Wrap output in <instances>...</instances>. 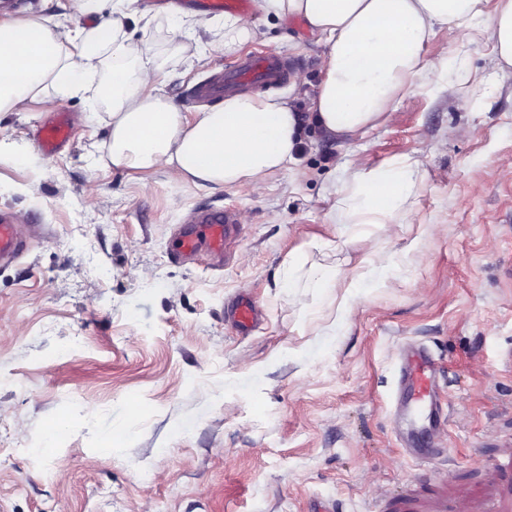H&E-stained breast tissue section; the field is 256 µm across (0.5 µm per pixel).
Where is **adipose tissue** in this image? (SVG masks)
Wrapping results in <instances>:
<instances>
[{"instance_id":"adipose-tissue-1","label":"adipose tissue","mask_w":512,"mask_h":512,"mask_svg":"<svg viewBox=\"0 0 512 512\" xmlns=\"http://www.w3.org/2000/svg\"><path fill=\"white\" fill-rule=\"evenodd\" d=\"M85 15L111 17L60 38L41 21L0 19V111L40 97L44 108L78 94L108 63L103 94L112 102L110 160L114 167L165 166L180 178L230 187L296 164L299 117L287 99L235 93L186 120L157 94L160 73L126 19L149 21L139 0H78ZM258 11L306 19L324 46L312 102L313 118L329 132L354 138L396 111L413 76L426 68L425 48L437 30L462 46L488 36L501 64L512 67V0L494 16L486 0H254ZM53 95H42L46 83ZM425 160L411 155L374 169L347 160L334 218L340 224L404 223V208L420 183Z\"/></svg>"}]
</instances>
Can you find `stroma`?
<instances>
[{"label": "stroma", "instance_id": "obj_1", "mask_svg": "<svg viewBox=\"0 0 512 512\" xmlns=\"http://www.w3.org/2000/svg\"><path fill=\"white\" fill-rule=\"evenodd\" d=\"M150 6L138 37L159 67V92L186 117L207 110L188 90L235 55L210 53L224 18L200 38L175 34V0ZM25 18L59 36L87 23L75 0H26ZM243 53L291 57L274 87L308 112L323 46L303 19L258 13ZM439 31L430 74L364 138L308 126L297 166L231 188L183 182L164 167H113L112 103L99 65L84 93L59 101L74 117L54 155L36 134L48 113L27 100L0 112V209L48 227L27 255L0 264V512H512V68L490 45L457 56ZM486 76L472 94L468 75ZM459 94L436 96L442 73ZM469 127L464 139L449 128ZM425 159L408 224H334V169ZM99 188L86 200L88 182ZM231 206L242 234L231 258L180 262L171 234L202 206ZM303 268L282 279L291 258ZM390 263L340 332L345 276ZM342 278L325 288L314 277ZM263 310L241 335L227 312L239 297ZM426 346L446 383L442 457L420 465L391 431L397 358ZM64 427L35 455L46 428ZM110 455H102L104 443Z\"/></svg>", "mask_w": 512, "mask_h": 512}]
</instances>
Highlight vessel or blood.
Instances as JSON below:
<instances>
[{
  "label": "vessel or blood",
  "mask_w": 512,
  "mask_h": 512,
  "mask_svg": "<svg viewBox=\"0 0 512 512\" xmlns=\"http://www.w3.org/2000/svg\"><path fill=\"white\" fill-rule=\"evenodd\" d=\"M249 0H198L199 14L208 16L223 12H243ZM291 62L287 56L269 51L248 54L233 64L224 66L207 81L193 90L192 99L215 97L230 92L238 86L251 84L263 86L284 82ZM71 137V124L66 114H57L44 123L39 132L43 151L52 154L65 146ZM238 221L234 210L206 206L200 208L192 223L179 228L171 246V253L185 260L207 252L215 261H223L231 243L237 236ZM27 248L26 239L18 217L0 210V264L18 258ZM435 358L423 347L410 346L404 353L399 367L397 385L398 419L394 430L406 446L408 455L421 463L431 461V450L419 447L408 423L420 420L426 425L430 438H437L443 431L445 414L439 394Z\"/></svg>",
  "instance_id": "1"
}]
</instances>
